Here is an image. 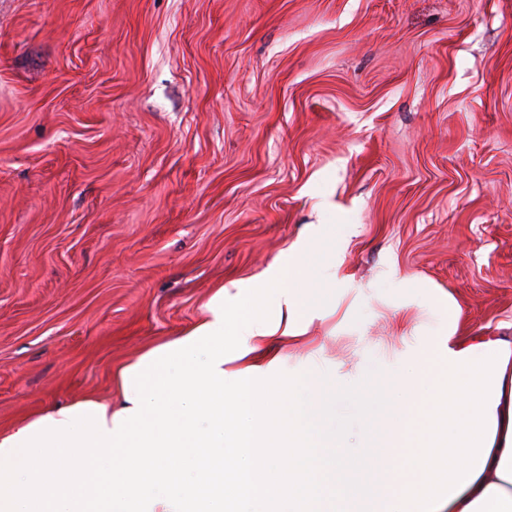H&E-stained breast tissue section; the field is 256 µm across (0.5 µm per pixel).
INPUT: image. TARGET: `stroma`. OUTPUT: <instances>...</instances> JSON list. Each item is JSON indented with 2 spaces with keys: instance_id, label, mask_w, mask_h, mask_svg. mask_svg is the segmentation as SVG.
I'll return each instance as SVG.
<instances>
[{
  "instance_id": "35a3bbf8",
  "label": "stroma",
  "mask_w": 512,
  "mask_h": 512,
  "mask_svg": "<svg viewBox=\"0 0 512 512\" xmlns=\"http://www.w3.org/2000/svg\"><path fill=\"white\" fill-rule=\"evenodd\" d=\"M287 252L284 373L512 335V0H0V431Z\"/></svg>"
}]
</instances>
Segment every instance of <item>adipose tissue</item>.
Here are the masks:
<instances>
[{
  "mask_svg": "<svg viewBox=\"0 0 512 512\" xmlns=\"http://www.w3.org/2000/svg\"><path fill=\"white\" fill-rule=\"evenodd\" d=\"M306 277L300 259L290 257L289 292L280 298L286 317L275 334L249 336L250 352L240 359V367L264 370L270 361H285L289 344L302 335ZM423 362L434 371L435 384L417 373L381 381L402 397L386 406L371 429L381 450L373 474L386 484L376 512H512V336L477 333L457 339L448 332L431 341ZM442 388L464 405L472 427L445 488L435 491L420 476L417 463L398 462L393 451L401 447L419 408Z\"/></svg>",
  "mask_w": 512,
  "mask_h": 512,
  "instance_id": "adipose-tissue-1",
  "label": "adipose tissue"
}]
</instances>
